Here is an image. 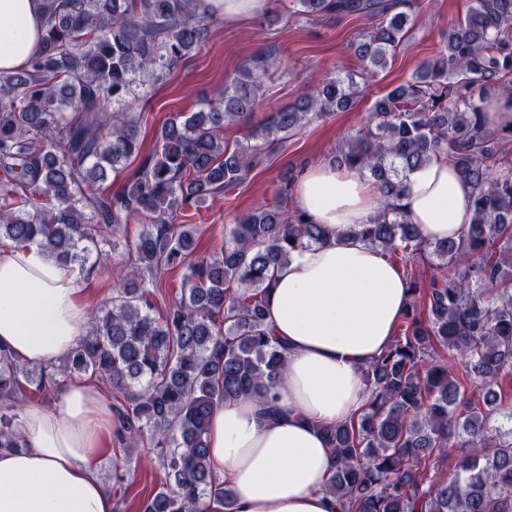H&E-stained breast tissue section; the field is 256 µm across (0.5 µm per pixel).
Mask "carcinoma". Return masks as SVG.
Listing matches in <instances>:
<instances>
[{
    "label": "carcinoma",
    "instance_id": "carcinoma-1",
    "mask_svg": "<svg viewBox=\"0 0 512 512\" xmlns=\"http://www.w3.org/2000/svg\"><path fill=\"white\" fill-rule=\"evenodd\" d=\"M407 0H291L308 18L359 16L372 24L354 54L383 70L407 40ZM41 45L21 69L0 72V244L34 246L87 270L88 245L115 247L128 223H148L119 267L110 305L52 367L30 366L0 346V450H19L20 413L57 377L89 375L125 394L117 438L145 442L166 471L142 512H235L212 474L206 442L212 409L238 398L267 407L265 381L285 373L283 345L265 323L263 294L322 226L290 209L297 173L279 180L274 204L235 217L216 254L194 257L198 227L177 211L241 184L260 157L307 124L346 109L362 89L332 75L292 107L232 145L224 127L262 102L269 59L244 64L219 98L178 112L129 185L104 186L140 153V113L155 87L220 21L196 0H43ZM512 94V0H474L446 46L378 98L344 137L333 163L379 188L380 211L355 234L402 266L429 253L427 280L407 277L409 302L389 348L365 371L367 408L325 430L335 453L326 485L341 512H512V427L496 415L512 399L495 390L512 372V127H486L485 93ZM444 157L474 190L464 236L432 242L392 208L407 174ZM184 268L181 297L154 315L161 277ZM456 445L454 472L427 465Z\"/></svg>",
    "mask_w": 512,
    "mask_h": 512
}]
</instances>
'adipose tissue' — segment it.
<instances>
[{"label": "adipose tissue", "instance_id": "obj_1", "mask_svg": "<svg viewBox=\"0 0 512 512\" xmlns=\"http://www.w3.org/2000/svg\"><path fill=\"white\" fill-rule=\"evenodd\" d=\"M42 0H0V71L37 50ZM472 187L445 159L408 173L396 208L421 235L457 239L473 220ZM297 207L325 228L323 243L292 253L265 295L266 322L287 345L270 414L239 399L213 412L207 444L236 512H337L325 490L334 466L322 433L362 413L367 366L390 345L407 298L400 268L354 232L376 214L372 182L330 163L298 179ZM92 296L72 268L37 248L0 251V345L51 366L84 336ZM57 409L21 415L25 446L0 453V512H114L96 462L112 440V409L98 387L59 384Z\"/></svg>", "mask_w": 512, "mask_h": 512}]
</instances>
